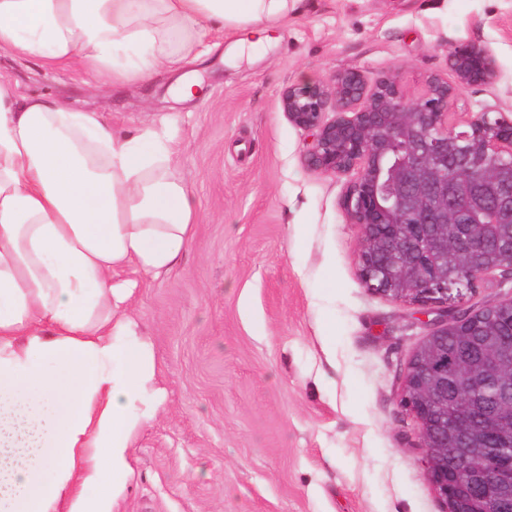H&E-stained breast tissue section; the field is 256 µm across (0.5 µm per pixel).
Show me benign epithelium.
Wrapping results in <instances>:
<instances>
[{"mask_svg": "<svg viewBox=\"0 0 512 512\" xmlns=\"http://www.w3.org/2000/svg\"><path fill=\"white\" fill-rule=\"evenodd\" d=\"M459 86L495 75L491 56L471 45L449 51ZM453 88L430 78L410 100L395 80L367 86L357 71L330 83H298L281 93L288 122L310 133V169L349 178L343 207L362 230L357 256L366 287L395 301L430 307V333L414 352L401 403L415 418L427 475L449 512H512V339L492 313L512 299L460 318L448 294L486 274L512 278V122L477 112L448 126ZM485 337L468 357L448 415V337Z\"/></svg>", "mask_w": 512, "mask_h": 512, "instance_id": "7a95c632", "label": "benign epithelium"}]
</instances>
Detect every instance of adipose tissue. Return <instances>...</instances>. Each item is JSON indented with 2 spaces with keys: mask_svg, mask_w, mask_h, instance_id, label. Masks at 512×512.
Here are the masks:
<instances>
[{
  "mask_svg": "<svg viewBox=\"0 0 512 512\" xmlns=\"http://www.w3.org/2000/svg\"><path fill=\"white\" fill-rule=\"evenodd\" d=\"M299 0H0V55L123 86L186 75L221 42L268 45ZM166 127L121 134L95 112L0 81V512H117L130 450L167 391L114 281L180 260L199 220Z\"/></svg>",
  "mask_w": 512,
  "mask_h": 512,
  "instance_id": "obj_1",
  "label": "adipose tissue"
}]
</instances>
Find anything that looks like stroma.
I'll return each instance as SVG.
<instances>
[{"label":"stroma","mask_w":512,"mask_h":512,"mask_svg":"<svg viewBox=\"0 0 512 512\" xmlns=\"http://www.w3.org/2000/svg\"><path fill=\"white\" fill-rule=\"evenodd\" d=\"M457 44L486 50L495 76L458 87L449 125L485 109L512 121V0H307L253 62L209 54L190 101L170 95V74L115 87L0 58L20 95L101 113L126 134L165 123L200 213L168 273L119 274L136 285L126 307L167 389L131 450L119 512H448L401 403L430 317L366 288L347 179L303 165L307 134L280 96L353 69L414 98L432 76L455 85Z\"/></svg>","instance_id":"35a3bbf8"}]
</instances>
